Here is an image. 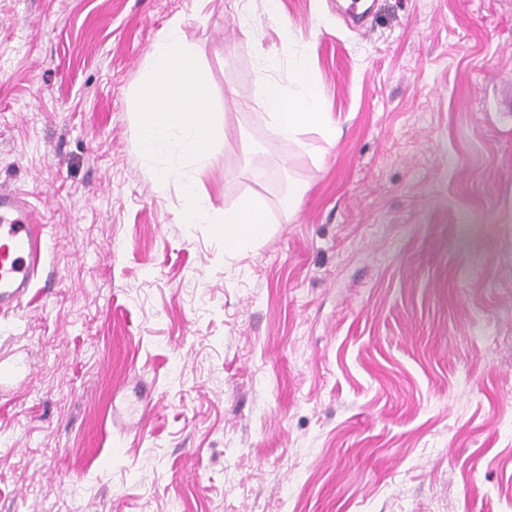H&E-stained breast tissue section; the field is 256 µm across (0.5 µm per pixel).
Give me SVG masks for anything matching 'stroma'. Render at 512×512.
I'll use <instances>...</instances> for the list:
<instances>
[{
    "label": "stroma",
    "instance_id": "1",
    "mask_svg": "<svg viewBox=\"0 0 512 512\" xmlns=\"http://www.w3.org/2000/svg\"><path fill=\"white\" fill-rule=\"evenodd\" d=\"M363 2L0 0V185L44 226L0 313V512H512V0ZM176 17L204 185L261 241L185 223L138 146ZM299 57L334 144L256 103Z\"/></svg>",
    "mask_w": 512,
    "mask_h": 512
}]
</instances>
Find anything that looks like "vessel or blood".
I'll list each match as a JSON object with an SVG mask.
<instances>
[{"instance_id":"1","label":"vessel or blood","mask_w":512,"mask_h":512,"mask_svg":"<svg viewBox=\"0 0 512 512\" xmlns=\"http://www.w3.org/2000/svg\"><path fill=\"white\" fill-rule=\"evenodd\" d=\"M43 226L15 190L0 187V311L19 305L41 260Z\"/></svg>"}]
</instances>
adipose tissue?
<instances>
[{"instance_id": "1", "label": "adipose tissue", "mask_w": 512, "mask_h": 512, "mask_svg": "<svg viewBox=\"0 0 512 512\" xmlns=\"http://www.w3.org/2000/svg\"><path fill=\"white\" fill-rule=\"evenodd\" d=\"M259 105L264 110L274 132L286 139H298L313 131L319 133L326 144H333L336 132L327 115L321 112L312 92L287 96L275 83L264 85Z\"/></svg>"}]
</instances>
